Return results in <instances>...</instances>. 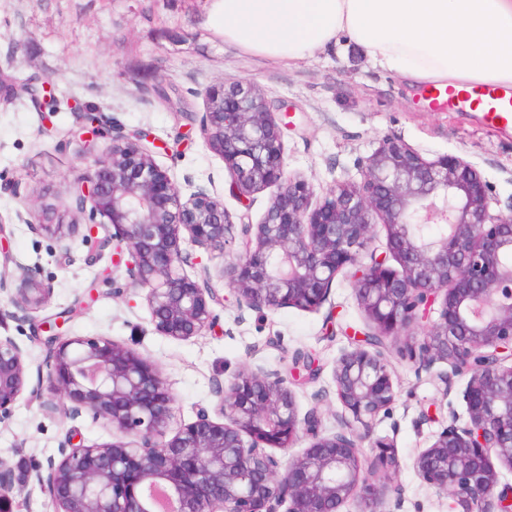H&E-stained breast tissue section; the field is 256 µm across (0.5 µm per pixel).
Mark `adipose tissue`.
Instances as JSON below:
<instances>
[{
	"label": "adipose tissue",
	"mask_w": 512,
	"mask_h": 512,
	"mask_svg": "<svg viewBox=\"0 0 512 512\" xmlns=\"http://www.w3.org/2000/svg\"><path fill=\"white\" fill-rule=\"evenodd\" d=\"M225 41L294 61L347 41L412 88H512V0H212Z\"/></svg>",
	"instance_id": "1"
}]
</instances>
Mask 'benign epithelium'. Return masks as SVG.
I'll use <instances>...</instances> for the list:
<instances>
[{
  "label": "benign epithelium",
  "mask_w": 512,
  "mask_h": 512,
  "mask_svg": "<svg viewBox=\"0 0 512 512\" xmlns=\"http://www.w3.org/2000/svg\"><path fill=\"white\" fill-rule=\"evenodd\" d=\"M205 144L231 173L238 199L278 186L258 224H234L224 203L204 190L182 196L160 167L156 139L130 136L112 126L111 149L76 182L72 208L107 219L112 234L85 225L82 242L102 248L116 242L112 262L125 266L145 291L156 333L177 341L202 336L217 320L213 305L224 299L210 287V270L193 263L188 242L224 253L240 241L241 252L223 267L240 305L276 310H317L328 300L336 276L351 273L352 287L371 331L344 352L333 370L339 429L325 433L316 412L299 416L290 377L315 378L319 369L300 354L289 376L262 370L240 373L218 391L217 417L206 410L169 431L174 396L156 362L109 336L49 335L46 385L28 389L27 355L10 336H0V424L24 394L48 398L42 406L102 421L119 438L59 447L47 470L22 480L0 460V512L35 483L52 512H160L153 491L171 498L174 512H340L351 499L382 505L399 488L377 481L398 466L392 445L363 443L395 388L376 348L421 324L420 342L403 355L430 369L447 362L467 376L464 425L444 427L413 461L430 486L455 499L457 512H512V211L490 212V187L480 172L457 156L426 160L401 140L386 138L366 158L359 182H338L324 201L311 204L313 189L285 177L280 123L250 87L219 85L205 93L201 120ZM382 220L387 252L400 266L367 251ZM422 224H445L436 239ZM68 257L74 227L47 224ZM14 281L0 276V294L21 310H37L51 284L34 267ZM437 318L429 319L432 314ZM301 435L302 454L283 461ZM285 510H280V507Z\"/></svg>",
  "instance_id": "obj_1"
}]
</instances>
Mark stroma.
<instances>
[{"label": "stroma", "instance_id": "1", "mask_svg": "<svg viewBox=\"0 0 512 512\" xmlns=\"http://www.w3.org/2000/svg\"><path fill=\"white\" fill-rule=\"evenodd\" d=\"M0 70L14 77L0 98V233L11 254L38 268L54 288L49 303L36 311L1 299L6 317L0 335L25 350L28 384L36 386L47 352L41 323L77 308L62 336L106 335L154 360L172 388L175 428L193 422L199 410L215 412L219 382L258 367L285 374L301 352L315 357L321 371L315 380L294 385L298 410L317 412L322 430L334 432L341 405L333 368L350 349L351 332L366 330L368 323L343 273L316 311L238 305L222 276L229 255L198 248L194 254L209 267L212 288L225 298L214 308L217 323L187 341L157 334L143 290L131 286L125 268L113 267L111 249L90 258L76 235L65 259L44 230L48 224L80 228L89 222V214L72 209L70 189L111 146L103 137L95 155L81 153L69 135L76 126L74 103L97 107L125 130L143 129L167 143L155 160L182 195L206 190L235 222L259 223L277 188L259 189L240 203L228 193L231 177L223 159L201 137L206 90L232 82L250 86L274 117H287L285 174L305 180L314 202H322L336 182L360 181L363 160L383 139L396 138L427 160L448 154L468 161L491 186V212L512 210V132L485 127L479 113L451 100L429 102L424 89L407 88L350 44L291 62L247 54L213 26L209 0H0ZM32 75L52 81L58 112L34 111L25 90ZM157 86L168 90V99L154 94ZM381 353L396 397L373 436L393 441L399 468L391 478L403 490L400 501H387L385 508L450 512L452 499L420 479L413 459L443 427L466 420L467 378L444 362L418 368L392 342ZM74 432L90 444L112 438L103 423L49 413L39 402L21 399L0 424V460L20 472L47 466Z\"/></svg>", "mask_w": 512, "mask_h": 512}]
</instances>
